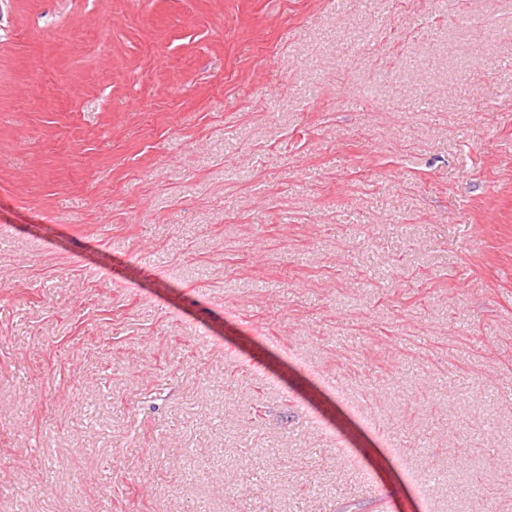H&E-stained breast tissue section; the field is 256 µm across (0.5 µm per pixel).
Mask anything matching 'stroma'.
I'll return each instance as SVG.
<instances>
[{
    "mask_svg": "<svg viewBox=\"0 0 512 512\" xmlns=\"http://www.w3.org/2000/svg\"><path fill=\"white\" fill-rule=\"evenodd\" d=\"M512 512V0H0V512Z\"/></svg>",
    "mask_w": 512,
    "mask_h": 512,
    "instance_id": "1",
    "label": "stroma"
}]
</instances>
